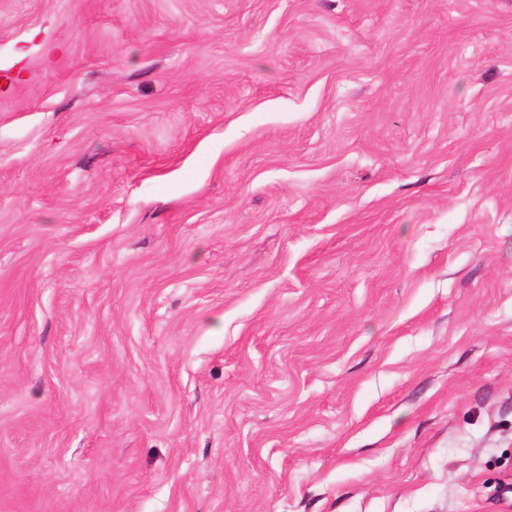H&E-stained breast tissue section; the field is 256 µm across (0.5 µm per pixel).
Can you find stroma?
Masks as SVG:
<instances>
[{
  "label": "stroma",
  "mask_w": 512,
  "mask_h": 512,
  "mask_svg": "<svg viewBox=\"0 0 512 512\" xmlns=\"http://www.w3.org/2000/svg\"><path fill=\"white\" fill-rule=\"evenodd\" d=\"M0 512H512V0H0Z\"/></svg>",
  "instance_id": "35a3bbf8"
}]
</instances>
